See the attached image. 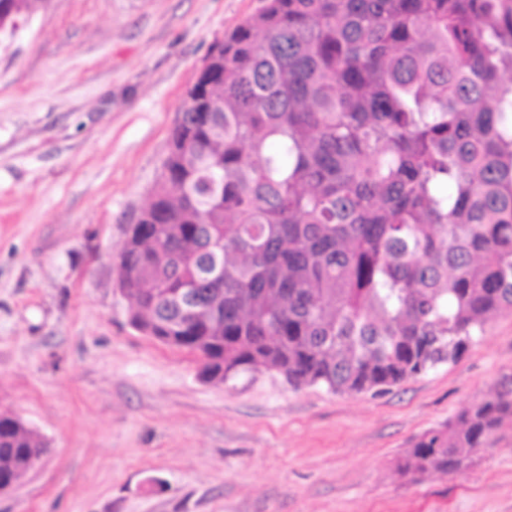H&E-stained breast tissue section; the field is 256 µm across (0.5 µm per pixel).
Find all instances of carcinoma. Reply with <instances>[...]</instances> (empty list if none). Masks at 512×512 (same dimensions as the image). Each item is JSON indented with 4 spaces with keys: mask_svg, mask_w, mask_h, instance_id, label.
I'll list each match as a JSON object with an SVG mask.
<instances>
[{
    "mask_svg": "<svg viewBox=\"0 0 512 512\" xmlns=\"http://www.w3.org/2000/svg\"><path fill=\"white\" fill-rule=\"evenodd\" d=\"M45 3L0 0V31ZM216 49L121 249L135 329L208 382L359 394L512 312V0H264ZM506 420L512 377L398 471L462 472ZM43 452L0 414V492Z\"/></svg>",
    "mask_w": 512,
    "mask_h": 512,
    "instance_id": "1",
    "label": "carcinoma"
}]
</instances>
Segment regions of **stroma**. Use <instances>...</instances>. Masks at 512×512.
Here are the masks:
<instances>
[{
	"mask_svg": "<svg viewBox=\"0 0 512 512\" xmlns=\"http://www.w3.org/2000/svg\"><path fill=\"white\" fill-rule=\"evenodd\" d=\"M263 0H48L0 34V413L46 445L0 512H512V424L455 474L396 466L512 375V313L378 395L218 385L129 323L118 255L216 41Z\"/></svg>",
	"mask_w": 512,
	"mask_h": 512,
	"instance_id": "obj_1",
	"label": "stroma"
}]
</instances>
